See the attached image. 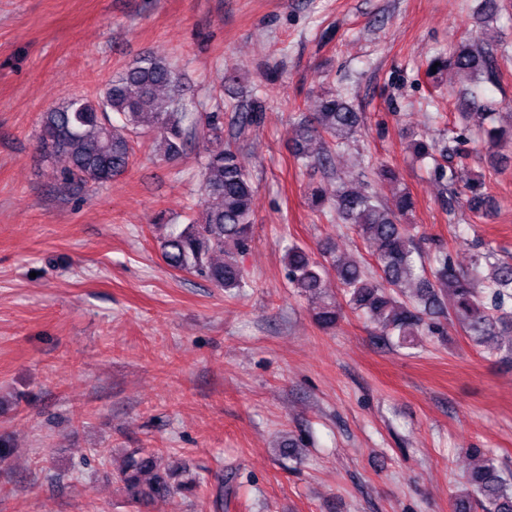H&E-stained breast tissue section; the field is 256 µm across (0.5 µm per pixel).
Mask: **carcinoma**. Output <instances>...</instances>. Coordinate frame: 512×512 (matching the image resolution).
I'll return each mask as SVG.
<instances>
[{
  "label": "carcinoma",
  "instance_id": "cac0c4a2",
  "mask_svg": "<svg viewBox=\"0 0 512 512\" xmlns=\"http://www.w3.org/2000/svg\"><path fill=\"white\" fill-rule=\"evenodd\" d=\"M503 10L502 0H481L474 15L481 41L461 42L453 53L433 56L426 74L433 79L452 70L476 87L494 79L493 46L501 32L494 26ZM214 107L200 111L202 103L183 82L179 67L169 59L143 55L113 74L94 97L75 94L61 106L40 117L38 141L46 160L61 158L65 166L61 180L102 185L125 174L133 164L134 138L147 134L154 157L163 162L180 159L195 144L204 150L200 203L202 221L173 224L161 238L165 264L181 272L195 273L228 295L244 287V274L237 256L251 242L254 224V184L247 168L242 143L249 129L261 122L264 101L255 98L234 106L225 120L224 91L213 89ZM493 151L484 156L487 167L496 169L500 151L512 146V123L499 124V113L463 112ZM363 115L339 90L321 87L313 112L300 114L294 123L292 154L302 171L332 169L336 154L362 132ZM414 155L429 159L434 178L446 184L445 204L456 198L457 188L465 193L467 208L488 219L491 211L481 175L466 166L448 167V147H438L420 138L410 143ZM376 184L397 187L392 204L364 182L336 178L328 190L321 183L307 188L308 206L321 215L352 225L365 248L370 250L378 273L369 274L364 262L354 256L336 254V246L321 245L322 260L307 248L293 244L283 255L288 283L304 296L314 321L332 330L343 307L374 324L380 336H395L399 346L411 348L423 332L442 335L436 323L425 317L445 314L456 321L476 347L491 357L512 360V263L495 257L492 250L476 254L468 273L457 270L448 255L425 259L420 239L402 222L415 208V200L400 187L394 168L379 163L374 167ZM344 303L331 294V280ZM490 295V302L484 295ZM471 454L481 462L465 476L466 492L455 504V512H471V496H477L481 512H512V472L502 469L489 453L478 448ZM119 480L128 498L148 502L156 497L188 490L173 485L162 471V456L155 451L126 452Z\"/></svg>",
  "mask_w": 512,
  "mask_h": 512
}]
</instances>
